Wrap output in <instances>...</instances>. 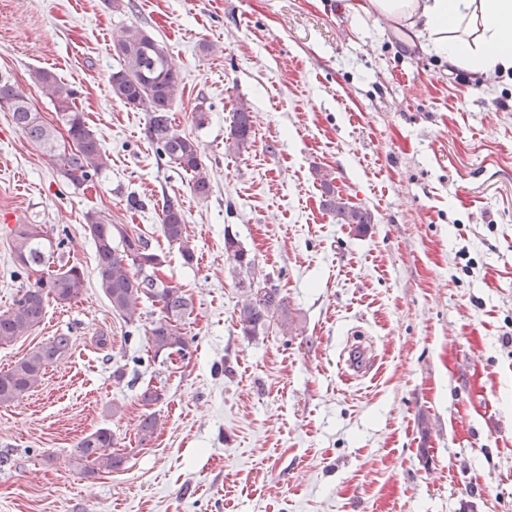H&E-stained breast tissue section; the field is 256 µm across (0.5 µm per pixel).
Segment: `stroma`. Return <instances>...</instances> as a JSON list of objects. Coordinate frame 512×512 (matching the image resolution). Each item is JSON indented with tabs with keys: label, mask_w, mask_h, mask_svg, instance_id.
I'll return each mask as SVG.
<instances>
[{
	"label": "stroma",
	"mask_w": 512,
	"mask_h": 512,
	"mask_svg": "<svg viewBox=\"0 0 512 512\" xmlns=\"http://www.w3.org/2000/svg\"><path fill=\"white\" fill-rule=\"evenodd\" d=\"M356 2L0 0V70L50 122L32 72L72 85L109 157L75 185L0 110V213L43 225L85 275L82 296L0 346L3 371L53 336L72 341L0 406V512H512V74L449 70ZM129 25L169 49L173 125L200 146L208 197L160 157L148 112L112 96L113 36ZM241 101L253 142L235 155L224 143ZM318 169L372 212L368 229L324 208ZM167 197L193 264L162 234ZM89 212L164 257L161 277L193 305L187 359L150 356L159 305L132 324L113 315ZM13 224L0 223V313L28 283ZM228 233L299 333L274 321L242 334ZM357 331L376 360L348 381L339 355ZM148 388L160 426L142 447ZM100 428L125 462L89 476L77 445Z\"/></svg>",
	"instance_id": "stroma-1"
}]
</instances>
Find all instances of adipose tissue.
Wrapping results in <instances>:
<instances>
[{"label":"adipose tissue","instance_id":"1","mask_svg":"<svg viewBox=\"0 0 512 512\" xmlns=\"http://www.w3.org/2000/svg\"><path fill=\"white\" fill-rule=\"evenodd\" d=\"M359 8L404 25L450 66L512 71V0H361Z\"/></svg>","mask_w":512,"mask_h":512}]
</instances>
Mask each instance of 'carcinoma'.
Listing matches in <instances>:
<instances>
[{
    "mask_svg": "<svg viewBox=\"0 0 512 512\" xmlns=\"http://www.w3.org/2000/svg\"><path fill=\"white\" fill-rule=\"evenodd\" d=\"M120 66L112 72V95L123 103L149 112L148 136L152 143L179 171L190 176L193 192L199 197L209 195V174L197 142L179 133L172 123L170 112L177 91L178 80L169 63L167 46L150 36L142 28H124L114 41ZM38 84L54 104L74 143L71 151H59L58 130L35 111L17 90L12 76L0 71V108H7L16 127L45 151L55 154L64 176L81 184L91 179L105 164L104 153L84 115L76 106V92L48 69L32 73ZM253 126L249 107L238 104L233 112L225 150L237 155L252 146ZM326 196L327 209L340 224H354L361 229L373 223V215L344 201L325 175H319ZM160 223L163 235L178 245L188 265L193 263L194 250L186 234L185 216L180 204L168 197L162 203ZM86 226L92 237L98 257L100 287L112 308V314L127 323L135 321L141 301L150 300L161 305L162 316L152 322L148 346L153 356L172 352L187 356L189 341L182 331V322L191 314V302L182 291L157 278L156 272L164 260L148 250L140 236L129 235L121 224H108L97 213L86 214ZM13 250L22 266L39 268L44 275L22 288L12 307L0 313V345H7L27 335L43 321L49 302L70 303L82 295L85 286L83 271L76 265L51 268L55 254L54 243L41 226L20 224L13 231ZM224 250L239 276L238 285L246 299L238 309L237 323L241 332L254 337L276 318L284 324L293 322L290 309L280 290L260 286L254 281V259L230 233L224 235ZM71 338L53 337L47 343L32 349L14 367L0 372V405L23 399L39 381L42 371L60 360L69 350ZM158 429V419L148 413L138 424L139 441L150 442ZM116 440L107 428H99L85 436L78 444V459L87 463L89 472L118 470L124 457L111 451Z\"/></svg>",
    "mask_w": 512,
    "mask_h": 512,
    "instance_id": "obj_1",
    "label": "carcinoma"
}]
</instances>
